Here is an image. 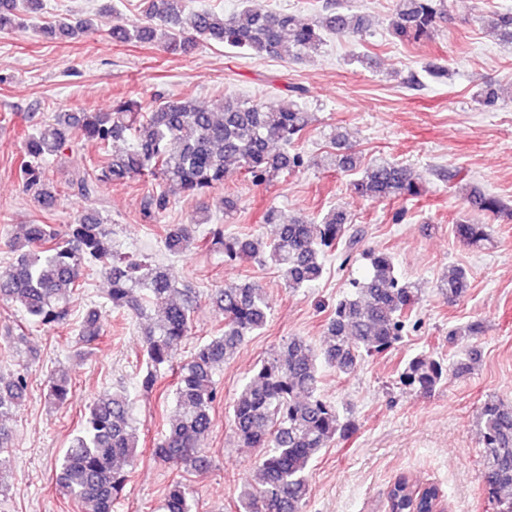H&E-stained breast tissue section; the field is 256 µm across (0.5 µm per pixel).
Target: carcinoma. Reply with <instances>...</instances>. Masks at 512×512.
<instances>
[{
  "instance_id": "1",
  "label": "carcinoma",
  "mask_w": 512,
  "mask_h": 512,
  "mask_svg": "<svg viewBox=\"0 0 512 512\" xmlns=\"http://www.w3.org/2000/svg\"><path fill=\"white\" fill-rule=\"evenodd\" d=\"M141 2L139 21L117 20L112 25V42L158 43L173 53L215 42L258 57L283 58L318 50L330 34L361 35L370 26L366 16L339 10L336 0H326L324 14L312 21L267 8L257 0H246L240 10L228 14L211 8L194 10L189 0ZM44 9V0H0V32L24 26L27 16ZM447 18L448 0H395L391 34L403 43L429 39ZM482 20L503 41L512 43V11H491ZM95 31L90 16H58L41 29L50 39L79 38ZM290 92L295 97L276 108L227 97L222 111L211 112L190 99L162 97L146 109L129 99L106 112H57L25 134L19 176L42 208L52 210L57 196L43 183L42 163L84 139L105 150L92 172L70 182V188L84 199L94 196L100 182L124 184L146 176L172 182L193 196L226 185L235 174L263 185L280 173L311 164L305 153L288 150L306 136L310 124L309 113L298 103L304 89L294 87ZM125 140L131 142L130 149L106 152L110 143ZM334 144L338 152L329 154L326 164L344 171L356 169L358 155L347 144V136L336 134ZM351 187L356 197L369 201L416 198L422 193L406 166L382 158L367 164ZM465 203L472 213L512 221L511 206L476 186L466 194ZM168 206L167 194L154 192L145 197L143 214L155 221ZM210 221V208L204 206L195 223L169 226L163 247L175 256L185 254L197 241L196 225ZM209 235L228 264L271 259L290 290L311 286L322 277L326 257L338 253L347 260L359 251L363 239L362 231L340 208L319 221L302 217L276 224L268 240L247 234L226 236L220 227ZM455 235L472 246L490 240L488 225L466 217L455 224ZM6 247L16 257L0 272V301L20 308L41 325L69 323L90 268L99 269L110 282L112 308L142 318L148 306H160L159 319L139 336L145 357L141 387L146 392H165L161 369L172 362L177 347L191 334L192 314L199 302L195 289L179 287L169 268L112 249L96 212L81 214L62 231L51 224H30L24 236L7 240ZM362 256L368 261L367 273L351 280V292L336 303L322 346L316 349L305 339L292 337L273 348L228 407L240 445L258 450L256 480L240 495L242 512H306L311 463L329 443L347 440L355 431L351 418L321 394L322 368L351 375L363 356L387 351L409 327L419 302L418 289L398 274L387 252L368 248ZM469 287L468 271L453 266L441 280L440 292L454 304ZM210 300L224 325L177 366L172 387L178 414L152 448L157 460L197 472L205 463L199 443L211 432L212 411L219 399L216 372L249 336L266 326L270 316L267 291L257 282L226 284ZM101 336L100 315L90 309L79 326L76 344L83 348ZM461 355L452 367L427 355L416 356L406 363L401 379L415 392L429 396L448 370L467 371L481 350L475 344ZM47 387L50 404H66L71 392L66 373H49ZM27 388V377L21 372L0 376V452L10 442V430L1 421L22 405ZM477 423L485 490L498 502V512H512V401L487 396L477 411ZM138 445L134 406L126 390L119 386L99 394L57 460V490L82 505L84 512H113L137 461ZM388 503L390 512H434L441 507L440 491L403 477L390 487ZM160 512H195L193 487L172 480Z\"/></svg>"
}]
</instances>
